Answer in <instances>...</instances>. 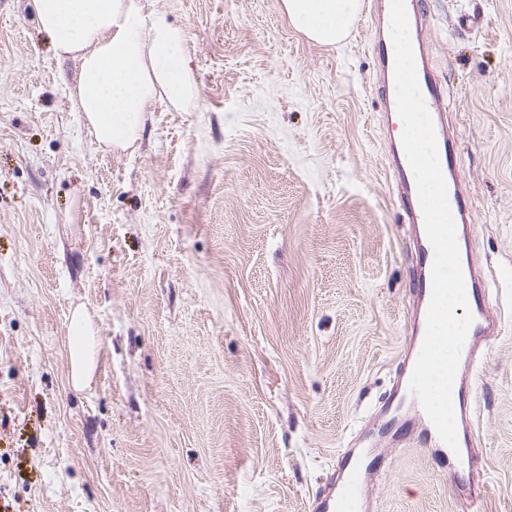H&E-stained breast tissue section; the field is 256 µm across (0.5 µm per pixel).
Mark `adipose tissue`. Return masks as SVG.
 I'll return each instance as SVG.
<instances>
[{
  "instance_id": "adipose-tissue-1",
  "label": "adipose tissue",
  "mask_w": 512,
  "mask_h": 512,
  "mask_svg": "<svg viewBox=\"0 0 512 512\" xmlns=\"http://www.w3.org/2000/svg\"><path fill=\"white\" fill-rule=\"evenodd\" d=\"M60 54L80 62L70 94L96 143L125 149L139 137L143 116L160 98L176 107L192 102L196 78L186 31L165 13L146 11L143 0H31ZM291 25L311 40L337 45L347 37L362 0H282ZM72 379L93 370L90 322L74 318Z\"/></svg>"
}]
</instances>
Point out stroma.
I'll list each match as a JSON object with an SVG mask.
<instances>
[{"label":"stroma","mask_w":512,"mask_h":512,"mask_svg":"<svg viewBox=\"0 0 512 512\" xmlns=\"http://www.w3.org/2000/svg\"><path fill=\"white\" fill-rule=\"evenodd\" d=\"M144 3L186 30L198 97L109 150L71 109L78 59L0 0V512H311L361 428L388 463L374 512H468L453 466L380 410L416 254L374 30L327 46L281 0ZM427 4L499 328L467 469L478 512H512V0ZM72 338L71 361L72 379L79 383L87 379L93 370L92 353L89 340L93 336L90 322L82 316L74 318L70 327Z\"/></svg>","instance_id":"obj_1"}]
</instances>
